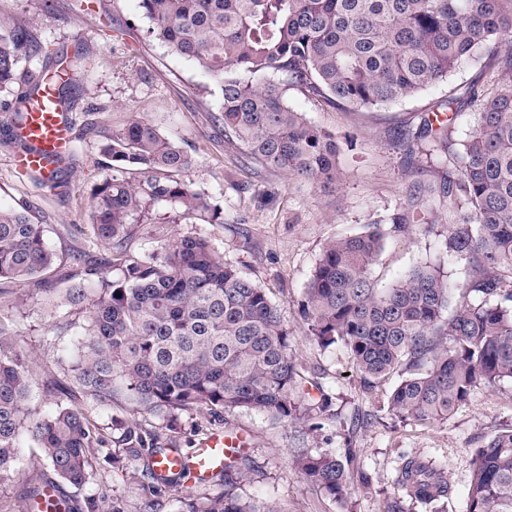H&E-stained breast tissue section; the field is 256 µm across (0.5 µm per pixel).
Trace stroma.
Wrapping results in <instances>:
<instances>
[{"label": "stroma", "instance_id": "stroma-1", "mask_svg": "<svg viewBox=\"0 0 512 512\" xmlns=\"http://www.w3.org/2000/svg\"><path fill=\"white\" fill-rule=\"evenodd\" d=\"M0 16L30 26L46 49L45 54L23 60L21 70L39 71L47 55L57 52L70 55L81 48L89 54L86 69L76 75L79 90L70 111L74 125L92 119L119 128L145 118L192 155L194 163L181 178L222 206L223 223L139 224L134 228L133 249L143 251L173 235L208 237L244 276L268 289L288 326L298 370L305 380L321 384L332 400L331 417L322 419L301 400L296 415L284 421L251 411L217 417L192 409L171 422L133 401H116L111 411L89 413L104 441L91 451L93 470L88 481L70 488V495L92 503L91 512H143L147 506L153 512H182L183 498L223 492V485L203 481L156 493L148 489L136 464L114 469L112 450L118 434L112 422L135 419L162 438L176 440L186 454L215 433L242 436L251 480L241 494L268 503L275 512H387L393 501L402 512H426L395 485L406 456L445 464L449 493L438 504L440 512H466L475 449L501 429L512 427V384L477 389L471 401L443 424L399 421L387 412L399 374L364 392L348 351L338 344L321 347L309 336L302 303L324 245L374 224L389 230L376 267L382 283L425 263L444 267L454 284L466 281V262L445 251L447 206L421 210L415 226L391 231L393 215L439 184L447 162L427 157L422 148L410 151L393 145L390 135L398 126L418 129L449 85L474 82L484 87L492 81L490 72L465 63L448 84L430 86L415 98L370 112L332 107L321 99L289 92L290 105L335 134L339 143L344 179L336 188L326 189L244 165L237 145L225 138L224 125L216 119L219 86L196 63L172 54L150 37L151 23L139 0H90L86 7L81 0H55L51 15L44 11V0H0ZM16 108L15 94L0 93V206L26 205L33 222L43 225L60 273L52 286L60 292L68 286L67 275L77 270L74 255L93 237L92 190L112 170L99 155L95 138L87 137L72 143L63 187L49 188L33 173L19 171L12 163L23 149L12 127ZM62 314V309L46 304L32 290L16 317L20 334L15 342L32 352L37 362L31 406L38 411L45 408L48 381L70 392L74 403L83 401L71 371L57 361L69 342L57 333ZM292 448H322L337 454L352 449L359 472L345 501L327 496L292 467L288 455ZM48 472L40 448H21L14 473L0 480V512H20L23 486Z\"/></svg>", "mask_w": 512, "mask_h": 512}]
</instances>
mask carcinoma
<instances>
[{
	"instance_id": "cac0c4a2",
	"label": "carcinoma",
	"mask_w": 512,
	"mask_h": 512,
	"mask_svg": "<svg viewBox=\"0 0 512 512\" xmlns=\"http://www.w3.org/2000/svg\"><path fill=\"white\" fill-rule=\"evenodd\" d=\"M149 35L196 63L220 85L218 120L253 168H270L323 187L340 183L336 136L288 104V91L341 107L374 110L445 84L464 62L495 74L488 89L450 87L438 110L416 131L399 128L392 139L448 160L442 183L397 213L404 229L417 209L438 196L454 220L445 248L463 257L469 278L461 286L443 269L421 264L388 286L375 268L387 233L381 225L328 242L305 288L308 331L324 347L343 345L363 386L397 371L388 399L391 415L420 424L446 422L479 387L512 381V0H140ZM43 46L24 25L0 17V92L17 85L29 100L48 74L21 73L19 63ZM56 94L71 110L76 84L57 63ZM470 112L474 131L455 139L458 117ZM112 176L93 193L92 245L99 259L71 276L59 335L72 336L59 364H70L91 409L112 408L126 395L173 416L205 408L215 414L254 411L282 421L293 417V397L305 388L293 361L288 327L266 289L256 284L202 235L163 239L148 252L131 249L133 225L150 220L160 205L164 223L188 216L224 223L212 198L179 178L192 157L151 122L134 119L120 130L90 126ZM56 254L28 208L0 207V300L21 305V287L43 289ZM460 300L452 302L455 290ZM13 316L0 312V478L10 473L19 448L42 449L54 477L24 491L31 501L45 487L59 494L61 512H80L62 486L84 484L90 449L102 440L69 395H54L41 415L28 408L36 383L34 361L11 339ZM112 467L126 459L142 465L157 491L182 477L161 475L158 457L180 451L160 442L132 419L119 423ZM248 458L233 450L213 477L215 496L188 498L183 512H273L260 500L240 498L249 480ZM291 463L304 477L343 499L355 456L295 448ZM397 487L425 505L448 497L446 469L426 458L403 459ZM466 512H512V429L491 436L472 457Z\"/></svg>"
}]
</instances>
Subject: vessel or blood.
<instances>
[{"label": "vessel or blood", "mask_w": 512, "mask_h": 512, "mask_svg": "<svg viewBox=\"0 0 512 512\" xmlns=\"http://www.w3.org/2000/svg\"><path fill=\"white\" fill-rule=\"evenodd\" d=\"M55 78L44 79L41 90L25 106V119L16 129L28 148L15 157L19 170L49 171V161L70 150L71 122L66 113L57 109ZM240 438L214 434L204 440L190 456L171 452L162 464L163 472L183 474L190 482L201 481L224 465L229 449L240 446Z\"/></svg>", "instance_id": "obj_1"}]
</instances>
